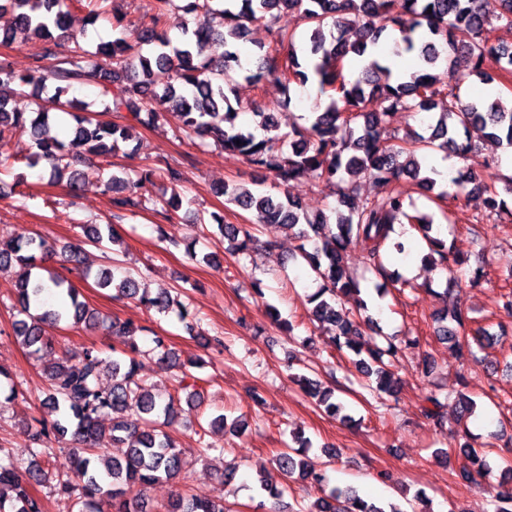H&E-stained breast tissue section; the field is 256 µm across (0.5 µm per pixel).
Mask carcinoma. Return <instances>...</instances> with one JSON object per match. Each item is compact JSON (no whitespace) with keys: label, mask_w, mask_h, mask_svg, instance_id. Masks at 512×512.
<instances>
[{"label":"carcinoma","mask_w":512,"mask_h":512,"mask_svg":"<svg viewBox=\"0 0 512 512\" xmlns=\"http://www.w3.org/2000/svg\"><path fill=\"white\" fill-rule=\"evenodd\" d=\"M144 19L130 31L120 17L113 29L119 36L86 49L81 40L87 32L74 35L70 29L67 0H3L0 11L14 12V26L0 39L38 43L33 66L20 72L6 58H0V134L11 131L28 135L35 151L26 165L33 169L49 161V181L67 180L76 189L82 177L79 166L93 158H108L130 141L123 125L102 119L111 112L126 111L138 122L157 125L168 112L179 114L182 126L177 136L211 139L226 152L241 156L247 164L272 176L276 192L249 189L226 181L215 189L225 202L252 213L255 224H275L300 239V257L322 281V288L306 296L309 319L329 325L333 344L353 353L351 359L358 378L377 393L378 398L394 397L401 385L400 361L405 351L420 348L419 339L409 337L398 343L386 339V346L368 347L362 327L373 323L368 303L362 298L360 281L349 271L348 252L358 247L369 268L391 282L400 277L389 273L383 263L386 251L406 254L400 241L391 240L394 226L404 222L416 226L429 252L424 261L432 267L444 266L448 251L443 240L431 235V215L413 216L406 211L409 180L437 205L452 203L469 190L485 195L488 224L512 221V209L498 198L485 179L461 172L450 182L437 179L439 172L422 174L419 158L440 151L459 158L477 149L472 133L499 146L512 147V106L504 99L465 101L464 80L472 76L494 81L487 66L496 65L498 77L512 83V43L491 37L496 23L512 27V0H152ZM171 9L193 16L178 34L166 28L164 18ZM432 13H427V10ZM299 11L308 27L305 33L278 24L281 15ZM265 26L268 41L253 43V67L242 63L238 44L247 41L248 26ZM399 28L401 42L393 53H412L418 69L397 75L371 60L358 75L349 72L348 59L364 57L378 43L390 38V28ZM72 43L69 52L58 55L61 43ZM210 55H203L204 49ZM288 49L280 57L282 49ZM53 61L47 67L44 62ZM468 72L460 74V61ZM165 72L168 80L159 85L154 76ZM240 76L260 88L271 76L283 85L291 103V87L313 81L320 99L307 117L308 125L281 131L273 107L253 112L255 130L238 123L235 77ZM76 84L101 88L102 109L88 106L67 95ZM35 96H46L55 110L68 113L75 121L72 138L64 142L50 135V109L18 112L11 107L12 96L25 87ZM398 112L422 115L430 123L428 135L418 132L402 136L389 131ZM132 179L128 170L110 172L104 192L111 194L113 217L123 218L141 205L135 195L141 184L159 179L171 186V195L162 199L161 213L178 209L182 203L177 186L184 172L170 165L143 166ZM306 176L316 187H329L336 196L335 217L310 215L290 197L288 185ZM371 180L387 189L381 198H360L358 183ZM221 236L235 245L234 254L249 255L259 243L251 232L234 224L217 222ZM86 241L100 245L114 242L119 235L115 224H79ZM57 249L43 237L0 239V269L19 267L11 309L18 318L12 332L34 355L52 344L47 328L62 322L87 330L103 329L126 337L125 349L108 361L92 344L73 359L62 355L44 365L46 387L41 393L43 418L31 427L34 448L30 455H50V444L71 437V446L58 449L60 465L42 466L33 460L20 470L14 458L0 448V512H43L41 499L32 492L36 486L55 490L70 503V512H147L142 499L129 497V488H151L162 480L180 477L188 464L186 454L205 457L210 448L199 436L198 447L186 450L172 438L167 428L178 414L177 399L163 397L141 376V358L154 353L160 362L181 368L183 364L166 343L153 336V348L144 350L135 330L116 329V323L80 300L73 283L47 267ZM97 287L111 288L117 295L136 299L159 313L176 311L188 332L187 307L181 293L150 296L129 270L103 269L95 278ZM470 317L453 307L435 318L436 337L448 344L460 359H466L471 345H492L499 336L486 327L462 335ZM292 379L315 399L323 412L344 422L352 421L345 406L336 400V389L317 378L295 374ZM424 415L441 424V394L424 396ZM141 415V423L128 421L126 414ZM460 456L464 462L459 475L476 482L489 469L486 459L463 436ZM298 447L289 446L275 459V469L285 480L318 486L321 496L299 512H403L393 503L363 498L346 486L325 488L322 470L307 452L311 442L296 437ZM124 447L118 457L107 455L109 447ZM260 493L272 500L283 496L278 483L261 477ZM497 512H512V465L503 469L497 486ZM165 512H230L224 499L177 493Z\"/></svg>","instance_id":"obj_1"}]
</instances>
